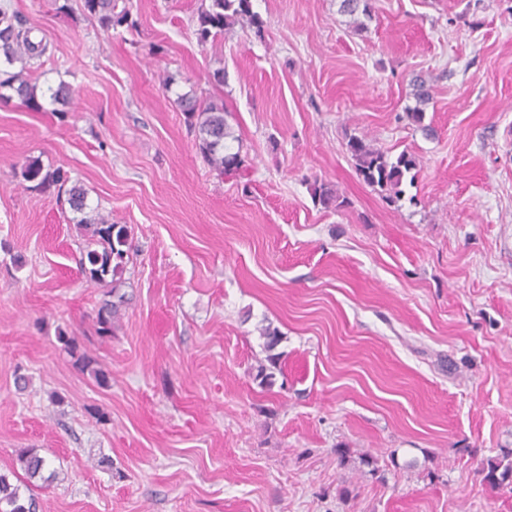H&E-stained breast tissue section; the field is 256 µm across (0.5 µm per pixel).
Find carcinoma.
Returning a JSON list of instances; mask_svg holds the SVG:
<instances>
[{"label": "carcinoma", "mask_w": 512, "mask_h": 512, "mask_svg": "<svg viewBox=\"0 0 512 512\" xmlns=\"http://www.w3.org/2000/svg\"><path fill=\"white\" fill-rule=\"evenodd\" d=\"M342 10L350 15L357 12L371 18L370 0H341ZM82 8L89 16L97 19L107 31L118 27L133 29L130 8H118V0H82ZM240 24L255 30L256 35L263 31L261 17L253 11L251 0H210V4L200 8L195 23V35L201 43L214 40L224 31ZM33 28L25 26L15 14L0 8V59L14 68L7 77L0 80V99L17 97L29 110L40 112L44 109L43 100L60 102L68 99L70 90L61 84L57 89L40 91L34 81L38 70L36 63L47 52V44L32 39ZM416 106L407 117L425 132L431 128L424 124V106L431 100L430 89L420 79L413 80ZM177 104L185 115L186 122L198 133V148L208 166L219 175L239 174L245 160L241 151H232L227 140L235 139L228 117L232 116L221 99L202 102L193 94L177 98ZM348 150L354 161L356 173L369 186L377 189L391 203L400 200L405 184H414L417 159L414 155L402 152L392 158L375 148L364 139L353 136L348 141ZM21 177L33 183V188L55 190L57 195H66L70 208L80 214L77 224L86 231L87 245L79 261L82 275L90 283L101 284L107 277H115L123 271V261L128 254L130 231L124 224H115L100 214L88 216L86 192L79 186H68L67 172L56 167H44L39 160L30 159L21 168ZM313 202L325 210H335L343 206L340 196L333 186L327 183H314L311 187ZM119 304L105 302L97 312L98 333L106 336L112 332V322L117 317ZM266 351V362L257 368L256 378L260 384H273L274 370L279 367L281 354L276 352L282 341L278 329L270 326L261 329ZM63 349L82 371L94 373L100 384L107 383V375L94 367L95 360L80 351L75 338L60 334ZM50 467V461L35 448H28L17 457V467L10 473L0 472V512H38V502L33 496L23 497L21 487H30L34 480L44 479L43 473ZM483 480L495 488L509 481L512 483V461L490 458L482 466Z\"/></svg>", "instance_id": "cac0c4a2"}]
</instances>
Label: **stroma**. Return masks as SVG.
I'll return each mask as SVG.
<instances>
[{"label": "stroma", "instance_id": "1", "mask_svg": "<svg viewBox=\"0 0 512 512\" xmlns=\"http://www.w3.org/2000/svg\"><path fill=\"white\" fill-rule=\"evenodd\" d=\"M70 2L0 0L48 43L39 86L73 92L0 101V471L40 449L42 512H512L481 473L512 453V0H372L360 32L340 0H252L262 34L204 44L203 0H126L133 31ZM417 77L430 138L403 118ZM191 90L232 112L243 176L204 163ZM353 135L416 156L401 201L357 175ZM32 158L128 226L119 288L86 281L68 204L21 182ZM310 190L313 202L316 205H319L322 209L336 210L343 206L344 200L339 201L340 196L332 185L316 182ZM261 336L264 339V349L267 353L265 361L257 368L256 378L261 385L271 386L273 384L274 371L279 367L281 354L275 352L282 341V335L278 329L270 326L261 329ZM59 341L63 345V349L67 354L73 359V363L83 371L89 370L94 373L95 377L99 380L101 385H105L107 380V375L100 369H96L93 367L96 364L95 360L88 356L86 353L81 352L80 348L75 340V338L66 336L65 334H60L58 336Z\"/></svg>", "mask_w": 512, "mask_h": 512}]
</instances>
